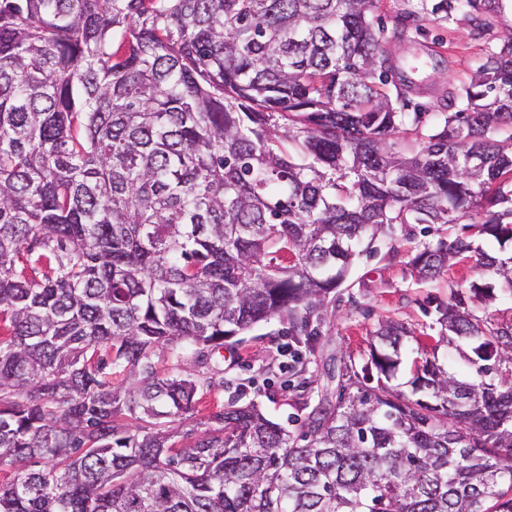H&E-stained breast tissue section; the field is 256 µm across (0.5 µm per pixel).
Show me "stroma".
I'll list each match as a JSON object with an SVG mask.
<instances>
[{
    "mask_svg": "<svg viewBox=\"0 0 512 512\" xmlns=\"http://www.w3.org/2000/svg\"><path fill=\"white\" fill-rule=\"evenodd\" d=\"M408 9L406 0H387L382 16L388 28L405 32L392 48L416 84L412 100L424 112L421 131L427 134L442 120L449 85L464 81L485 59L492 34L512 28V0H504L499 12L454 24L414 18ZM422 239L420 225L408 231L399 227L393 237H377L373 253L356 258L345 282L328 297V316L317 336L300 345V362L281 355L285 338L275 321L227 339L223 350L206 360L185 358V367L214 387L197 405L198 420L239 396L259 402L270 419L298 431L317 407L322 389L335 388L341 357L359 364L367 360L372 333L384 318L404 323L414 337L394 378L402 392L410 390L412 360L431 349L461 378L476 379L475 368L463 361L459 349L440 342L436 306L450 294L468 293L471 285L494 284L478 253L508 254L512 243L475 240V252L455 260L435 280L421 282L411 276L407 262L409 251Z\"/></svg>",
    "mask_w": 512,
    "mask_h": 512,
    "instance_id": "stroma-1",
    "label": "stroma"
}]
</instances>
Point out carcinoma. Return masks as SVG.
Wrapping results in <instances>:
<instances>
[{"mask_svg": "<svg viewBox=\"0 0 512 512\" xmlns=\"http://www.w3.org/2000/svg\"><path fill=\"white\" fill-rule=\"evenodd\" d=\"M382 2L0 0V512H512V325L469 308L491 286L436 307L478 382L432 356L393 388L410 331L384 319L299 435L231 400L174 441L212 388L182 358L313 335L364 239L482 209L465 228L512 240V29L398 149L422 112L385 89ZM470 251L441 231L411 275ZM479 256L512 294V256Z\"/></svg>", "mask_w": 512, "mask_h": 512, "instance_id": "cac0c4a2", "label": "carcinoma"}]
</instances>
